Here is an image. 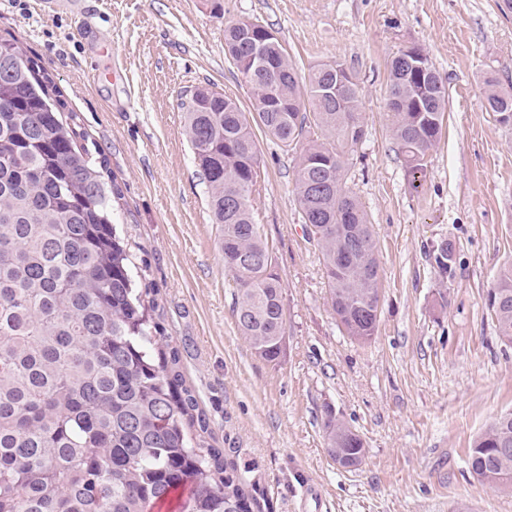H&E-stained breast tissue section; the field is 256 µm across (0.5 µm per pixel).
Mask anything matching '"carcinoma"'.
<instances>
[{
	"mask_svg": "<svg viewBox=\"0 0 512 512\" xmlns=\"http://www.w3.org/2000/svg\"><path fill=\"white\" fill-rule=\"evenodd\" d=\"M225 52L251 85L252 119L237 101L195 89L185 132L206 186L219 250L231 275L237 328L268 362L286 339L281 278L253 218L260 168L253 128L285 151L301 148L294 186L308 240L325 269L339 327L375 337L383 270L373 225L345 187V159L365 135L349 68L300 73L275 32L240 21ZM484 108L512 123V90L486 80ZM389 132L407 177L424 175L441 133L448 88L430 59L400 52L387 85ZM319 136L308 138L311 129ZM86 136L64 115L61 92L13 38L0 37V512H254L249 481L210 443L212 428L161 328V308L113 222L118 184L105 181ZM434 263L451 271L448 245ZM491 308L512 345V264L500 268ZM329 455L358 466L365 441L326 410ZM471 473L512 491V412L469 449Z\"/></svg>",
	"mask_w": 512,
	"mask_h": 512,
	"instance_id": "obj_1",
	"label": "carcinoma"
}]
</instances>
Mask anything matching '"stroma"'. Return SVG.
I'll use <instances>...</instances> for the list:
<instances>
[{
	"instance_id": "35a3bbf8",
	"label": "stroma",
	"mask_w": 512,
	"mask_h": 512,
	"mask_svg": "<svg viewBox=\"0 0 512 512\" xmlns=\"http://www.w3.org/2000/svg\"><path fill=\"white\" fill-rule=\"evenodd\" d=\"M88 3L80 16L0 0V36L54 80L106 159L122 190L114 220L158 290L186 384L263 512H512V492L481 484L467 464L474 440L512 412V347L490 306L512 263V126L483 106L486 75L512 88V9L504 0ZM243 20L276 32L302 70L338 59L358 79L365 135L345 159V183L370 215L383 269L371 343L339 331L295 199L293 156L265 136L251 202L283 283L284 351L265 361L237 329L181 104L210 86L250 112V89L224 52L225 27ZM413 46L449 96L416 189L386 106L390 62ZM445 242L455 253L448 274L432 259ZM329 410L366 443L357 468L327 453Z\"/></svg>"
}]
</instances>
